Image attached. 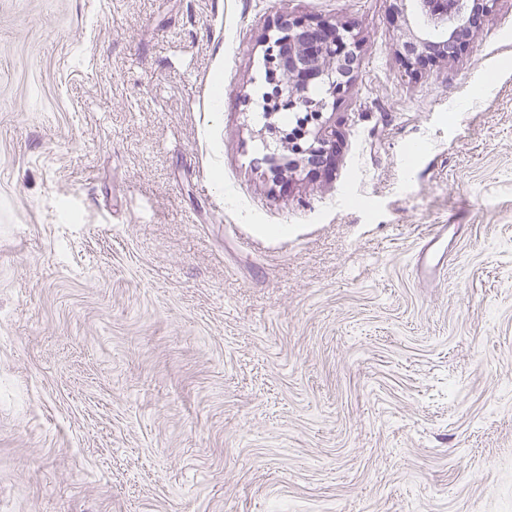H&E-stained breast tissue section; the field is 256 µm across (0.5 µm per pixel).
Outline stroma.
<instances>
[{"instance_id":"35a3bbf8","label":"stroma","mask_w":512,"mask_h":512,"mask_svg":"<svg viewBox=\"0 0 512 512\" xmlns=\"http://www.w3.org/2000/svg\"><path fill=\"white\" fill-rule=\"evenodd\" d=\"M279 20L357 42L336 162L289 182ZM402 25L0 0V512H512V0L430 72ZM458 228V224H433L424 244L419 251L416 261V271L423 279H435L437 273L443 270L448 256V228Z\"/></svg>"}]
</instances>
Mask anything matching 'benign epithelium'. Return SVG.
I'll return each instance as SVG.
<instances>
[{
    "instance_id": "benign-epithelium-1",
    "label": "benign epithelium",
    "mask_w": 512,
    "mask_h": 512,
    "mask_svg": "<svg viewBox=\"0 0 512 512\" xmlns=\"http://www.w3.org/2000/svg\"><path fill=\"white\" fill-rule=\"evenodd\" d=\"M497 0H390L392 12L412 18L416 31L412 34L415 51L405 55L411 68L453 58L474 40ZM266 44V70L280 76V84L288 88V109L300 112V121L291 132L282 131L272 121L274 113H266L262 130L288 144L297 159L288 166L290 175L310 167H318L336 158V131L323 127L325 99L314 102L307 98L309 86L317 81L328 84L333 97L344 91L353 78L342 53L349 49L345 29L327 24L285 25L270 28ZM273 177L286 173L270 161Z\"/></svg>"
}]
</instances>
